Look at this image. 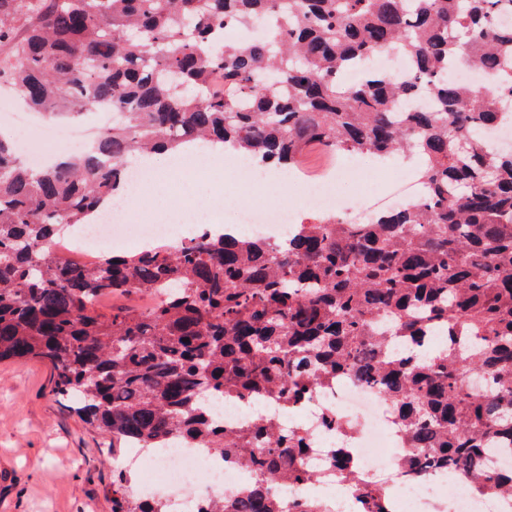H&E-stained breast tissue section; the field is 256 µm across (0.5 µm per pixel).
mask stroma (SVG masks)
Listing matches in <instances>:
<instances>
[{"mask_svg":"<svg viewBox=\"0 0 512 512\" xmlns=\"http://www.w3.org/2000/svg\"><path fill=\"white\" fill-rule=\"evenodd\" d=\"M145 189L166 197L170 209L207 210L217 220L238 205L214 206L221 184L194 181L178 168ZM111 446L110 435L54 393L46 362H0V512H112L120 461Z\"/></svg>","mask_w":512,"mask_h":512,"instance_id":"35a3bbf8","label":"stroma"}]
</instances>
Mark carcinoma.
<instances>
[{"instance_id": "obj_1", "label": "carcinoma", "mask_w": 512, "mask_h": 512, "mask_svg": "<svg viewBox=\"0 0 512 512\" xmlns=\"http://www.w3.org/2000/svg\"><path fill=\"white\" fill-rule=\"evenodd\" d=\"M512 0H0V79L37 112L120 119L82 155L38 170L0 135V361L48 362L55 393L112 434V456L168 439L301 484L306 431L260 415L239 430L207 397L293 407L338 376L378 388L415 474L455 468L512 492L486 448L512 443ZM270 30L240 42L234 28ZM396 49L401 81L345 69ZM497 74L483 90L449 72ZM224 84L211 83L214 70ZM201 141L276 168L314 146L423 160V199L362 224L334 215L281 240L199 234L85 266L57 257L126 182V160ZM152 291L149 311L100 298ZM363 512H389L342 449ZM112 481V512H165ZM211 512H282L261 489Z\"/></svg>"}]
</instances>
